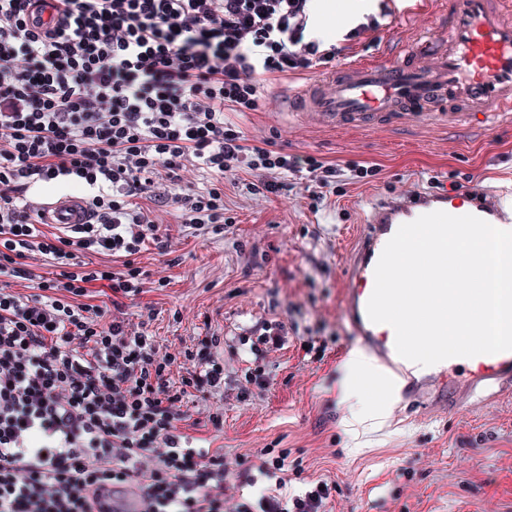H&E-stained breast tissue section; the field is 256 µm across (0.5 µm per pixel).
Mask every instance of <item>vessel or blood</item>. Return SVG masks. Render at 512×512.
<instances>
[{"label":"vessel or blood","instance_id":"vessel-or-blood-1","mask_svg":"<svg viewBox=\"0 0 512 512\" xmlns=\"http://www.w3.org/2000/svg\"><path fill=\"white\" fill-rule=\"evenodd\" d=\"M445 8L446 31L416 33L391 59L361 60L291 88L279 99V111L338 130L390 120L483 123L511 117L512 0H447ZM39 208L49 224H79L87 217L84 204L70 197L40 202ZM434 211L471 214L491 224L512 222L499 197L466 190H419L372 206L346 270L342 304L354 334L379 366L365 379L368 393L378 399L405 392L401 377L410 363L396 351L393 328L367 316L375 267L401 225ZM457 366L465 367L466 375L451 392L449 407L470 402L488 388L512 386V351L441 361L416 384L433 389Z\"/></svg>","mask_w":512,"mask_h":512}]
</instances>
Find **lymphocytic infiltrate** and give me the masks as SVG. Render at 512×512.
<instances>
[{
  "label": "lymphocytic infiltrate",
  "mask_w": 512,
  "mask_h": 512,
  "mask_svg": "<svg viewBox=\"0 0 512 512\" xmlns=\"http://www.w3.org/2000/svg\"><path fill=\"white\" fill-rule=\"evenodd\" d=\"M310 3L0 0V512H115L128 487L144 512H224V451L193 446L179 408L223 390L221 339L162 357L124 308L146 285L138 255L170 251L168 207L223 231L238 163L262 197L304 171L319 201L335 179L336 163L247 145L224 119L257 111L266 78L335 60ZM72 182L87 221L48 227L29 194ZM287 460L260 457L270 485L238 512H322L329 484L288 496Z\"/></svg>",
  "instance_id": "1"
}]
</instances>
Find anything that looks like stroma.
<instances>
[{"label":"stroma","mask_w":512,"mask_h":512,"mask_svg":"<svg viewBox=\"0 0 512 512\" xmlns=\"http://www.w3.org/2000/svg\"><path fill=\"white\" fill-rule=\"evenodd\" d=\"M394 21L366 33L336 59L392 57L414 30H438L435 0H393ZM290 82L267 80L255 112H226L248 143L273 138L276 149L315 156L345 168L320 211L310 207L305 179L284 193L249 194V170L224 180L221 234L195 229L170 207L161 230L170 259L155 249L139 263L152 287L125 311L147 322L161 352L171 354L215 334L224 361V390L184 403V431L223 447L228 470L224 512L257 498L261 451L288 453V489L304 493L317 481L332 487L326 512H512V389L454 412L409 396L374 402L355 421L344 400L342 364L356 342L340 304L345 270L363 219L377 200L435 183L512 198V119L489 125L386 123L369 130H333L277 111ZM373 167L360 179L349 167ZM165 287H155V280ZM279 325L283 343L268 349L258 336ZM224 416L223 432L209 418Z\"/></svg>","instance_id":"stroma-1"}]
</instances>
